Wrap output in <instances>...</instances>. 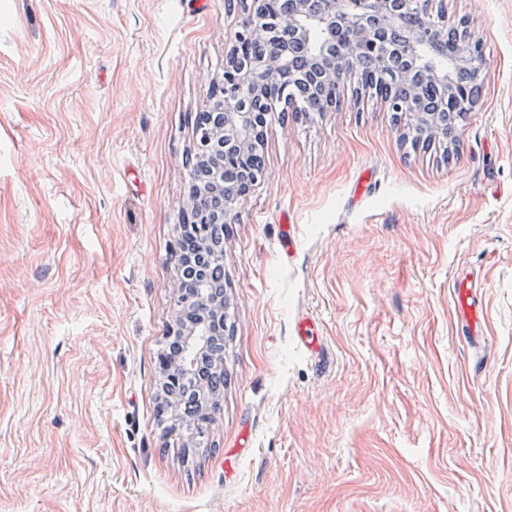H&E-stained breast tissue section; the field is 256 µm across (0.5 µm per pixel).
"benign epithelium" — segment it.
I'll list each match as a JSON object with an SVG mask.
<instances>
[{
	"instance_id": "obj_1",
	"label": "benign epithelium",
	"mask_w": 512,
	"mask_h": 512,
	"mask_svg": "<svg viewBox=\"0 0 512 512\" xmlns=\"http://www.w3.org/2000/svg\"><path fill=\"white\" fill-rule=\"evenodd\" d=\"M287 9L283 24L288 26L303 50V63L313 66V82L323 87L350 84L361 85L356 60L368 48L376 52V65L387 70L394 61L402 63L400 74L407 82L408 98L388 101V110L404 124L418 141L436 142L446 137L438 113L423 112L418 106L419 85L430 82L441 90L438 105L446 104L447 96L457 94L456 75L467 68L478 78L481 55L464 40L466 46L448 49V34L461 33L463 23L448 16L444 0H321V6H310L312 0H285ZM240 5L243 20L234 33L232 45L224 62V73L210 85L208 102L219 103L215 111L205 110L196 120L209 119L207 130H195L193 151L186 164L206 165L212 171L207 187L189 183L183 210V223L178 229H194L199 225L197 202L202 193L226 196L224 209L215 215L214 223L228 224L238 213L255 186L263 179L260 174L247 178L241 185H224V163L232 158L244 161L256 148L264 145L268 126L277 107L287 102L290 88L281 84L285 78L298 76V62L288 47L275 44L270 53L258 59L243 56L248 41L270 39L271 0H227L228 10ZM322 36L319 46L311 44L312 33ZM339 97L315 98L309 102L310 112L337 111ZM174 277L171 288L175 316L188 308L184 299L183 279L178 254L172 253ZM196 307L202 311L197 323L174 322L168 335L181 337L189 355L158 364V376L163 383L175 386L193 377L196 359L205 355L210 344L224 335V318L228 307L227 293L208 294L204 282L197 284ZM168 427L186 438V446L197 448L204 442L208 425L184 422L177 406L166 409Z\"/></svg>"
}]
</instances>
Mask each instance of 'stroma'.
Returning <instances> with one entry per match:
<instances>
[{
	"label": "stroma",
	"mask_w": 512,
	"mask_h": 512,
	"mask_svg": "<svg viewBox=\"0 0 512 512\" xmlns=\"http://www.w3.org/2000/svg\"><path fill=\"white\" fill-rule=\"evenodd\" d=\"M445 4L483 54L456 144L350 88L269 126L188 448L156 415L169 258L243 14L0 0V512H512V0ZM453 288L454 301L458 313L466 322L469 330L476 333L478 328L479 314L476 308L473 307L472 288H475V286L470 281L468 282L462 280L455 282ZM470 320H472V324Z\"/></svg>",
	"instance_id": "1"
}]
</instances>
